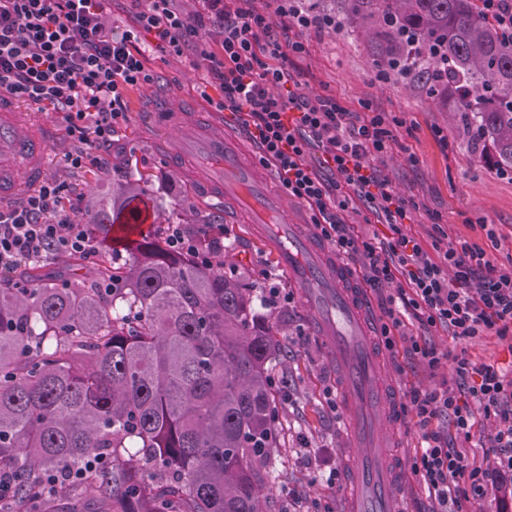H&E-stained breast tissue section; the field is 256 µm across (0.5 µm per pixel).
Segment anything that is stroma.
I'll use <instances>...</instances> for the list:
<instances>
[{
    "label": "stroma",
    "instance_id": "35a3bbf8",
    "mask_svg": "<svg viewBox=\"0 0 512 512\" xmlns=\"http://www.w3.org/2000/svg\"><path fill=\"white\" fill-rule=\"evenodd\" d=\"M318 11L339 21L337 30L309 33L307 50L295 56L292 67L309 97L336 94L350 109L367 103L375 111L394 117L403 124L401 148L374 161L377 175L400 196L419 202L406 232L424 248H431L436 229L449 237H467L485 248L490 260L501 268L512 266V179L500 173L490 150H475L473 132L463 129L454 106L421 96L416 84L387 76L379 80L371 65L369 45L360 31L345 24V15L332 0H318ZM148 64L158 82L154 93L165 96L172 111H185L188 101H196L201 111L213 114L218 131L236 138L246 154L255 148L236 116L211 111L209 102L220 92L209 79L196 51L184 56L160 59L149 53ZM146 93L130 94L128 121L114 136L113 161L123 153L136 155L140 170L153 176L152 194L168 200L188 193L196 202L224 211V226L230 250L224 256V270L252 283L260 281L279 288L294 289L286 269L280 266L256 224L241 209L206 194L198 180L194 159L173 164L170 156L177 149V135L159 132L143 124L140 104ZM76 145L60 135L51 150L47 178L67 182L86 201H93L103 186L118 182V172L110 170H70L64 165L66 153ZM415 163H408L406 153ZM494 224L498 241L490 243L483 223ZM280 357L272 375L279 395V437L276 464L267 477V512H343L344 480L328 481L329 470L345 471L355 458V448L346 424L350 406L343 392L344 382L332 362L326 341L314 331V318L302 299L273 311ZM428 339L440 350L467 352L478 363L497 364L512 378V348L497 338L452 339L448 330L432 331ZM378 370L392 393L393 404H400L403 393L412 387L431 388L447 384L457 389L451 365L430 373L420 363L402 357L391 359L379 354ZM496 430L494 420L482 409L474 411L469 439H457L468 463L492 468L495 456L489 439ZM387 450L396 463L398 485L395 506L398 512H430L433 502L413 475L410 462L421 446L420 433L411 420H391L385 425Z\"/></svg>",
    "mask_w": 512,
    "mask_h": 512
}]
</instances>
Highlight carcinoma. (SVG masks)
<instances>
[{
  "label": "carcinoma",
  "mask_w": 512,
  "mask_h": 512,
  "mask_svg": "<svg viewBox=\"0 0 512 512\" xmlns=\"http://www.w3.org/2000/svg\"><path fill=\"white\" fill-rule=\"evenodd\" d=\"M382 73L457 102L512 171V43L480 0H340ZM128 166L89 214L90 258L23 262L0 280V512H262L278 437L280 356L252 286L170 252L150 230L118 254L114 221L147 204ZM157 217L198 215L188 199ZM61 263L67 274L49 278Z\"/></svg>",
  "instance_id": "obj_1"
}]
</instances>
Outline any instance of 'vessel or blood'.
I'll use <instances>...</instances> for the list:
<instances>
[{"instance_id":"1","label":"vessel or blood","mask_w":512,"mask_h":512,"mask_svg":"<svg viewBox=\"0 0 512 512\" xmlns=\"http://www.w3.org/2000/svg\"><path fill=\"white\" fill-rule=\"evenodd\" d=\"M145 119L159 126L182 124L191 130L198 152L223 179L225 201L244 207L254 223L272 225L278 259L301 288L332 355L345 372L346 391L360 406L359 413L348 420L356 439L353 512H395V489L378 450L382 423L378 408L385 402V392L374 371L366 325L346 271L331 265L313 239L293 224L284 199L266 193L252 160L236 142L206 130L205 115H171L165 102L158 100ZM57 136L51 124L31 122L16 98L0 88V207L42 185Z\"/></svg>"}]
</instances>
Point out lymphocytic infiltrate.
<instances>
[{
	"label": "lymphocytic infiltrate",
	"mask_w": 512,
	"mask_h": 512,
	"mask_svg": "<svg viewBox=\"0 0 512 512\" xmlns=\"http://www.w3.org/2000/svg\"><path fill=\"white\" fill-rule=\"evenodd\" d=\"M106 2L0 0V88L62 113L79 144L65 157L69 168H111L112 136L127 120L130 91L156 82L140 48L142 37L152 36L164 55L180 57L219 32V47L203 54L221 93L218 108L240 115L258 164L276 168L282 191L311 210L318 238L362 268L365 287L394 288L381 306L376 349L392 356L402 350L427 369H439L443 353L426 339L406 335L409 318L427 331L448 329L458 340L512 341V271L495 266L469 240L446 241L433 256L404 233L419 206L379 181L372 165L398 145L393 124L379 112L351 111L333 95L309 100L293 74L291 58L306 46L290 31L337 29L333 16L302 10L296 0H276L271 14L254 9L253 0H198L190 12L179 0H150L137 14L136 28L118 32L106 22ZM356 195L383 216L387 236H360L342 220ZM82 210V197L56 179L0 208V279L26 260L94 254L91 229L75 220ZM161 234L169 249L202 259L223 249L226 230L221 224L192 230L166 224ZM452 361L458 391L412 389L401 404L422 433L411 470L438 512H462L463 503L485 497L490 480L512 476V379L497 365L463 354ZM476 405L499 421L490 439L496 456L491 471L468 466L454 445L455 438L468 436ZM441 420L450 433L435 429Z\"/></svg>",
	"instance_id": "f902f5d3"
}]
</instances>
